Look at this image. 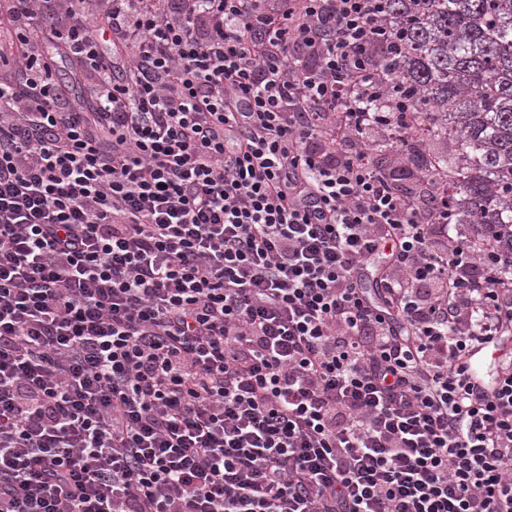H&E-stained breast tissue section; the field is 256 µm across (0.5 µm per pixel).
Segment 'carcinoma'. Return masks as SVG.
<instances>
[{
    "label": "carcinoma",
    "instance_id": "carcinoma-1",
    "mask_svg": "<svg viewBox=\"0 0 512 512\" xmlns=\"http://www.w3.org/2000/svg\"><path fill=\"white\" fill-rule=\"evenodd\" d=\"M393 45L378 61L382 112L406 103L416 126L443 142L430 155L408 135L379 140L397 179L438 178L454 224H504L512 241V0H386Z\"/></svg>",
    "mask_w": 512,
    "mask_h": 512
}]
</instances>
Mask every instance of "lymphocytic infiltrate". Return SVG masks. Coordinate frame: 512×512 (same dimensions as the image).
Listing matches in <instances>:
<instances>
[{
	"label": "lymphocytic infiltrate",
	"instance_id": "1",
	"mask_svg": "<svg viewBox=\"0 0 512 512\" xmlns=\"http://www.w3.org/2000/svg\"><path fill=\"white\" fill-rule=\"evenodd\" d=\"M9 2L0 512H512V244L372 164L383 0ZM57 62L59 63V68L57 71H53V78L66 92V94L63 95L64 101L69 105H76L79 100L82 101L87 97L86 88L88 80L81 77L78 78L74 72L73 66L68 60H60L59 57H57ZM68 76L72 77V81L68 78H64Z\"/></svg>",
	"mask_w": 512,
	"mask_h": 512
}]
</instances>
